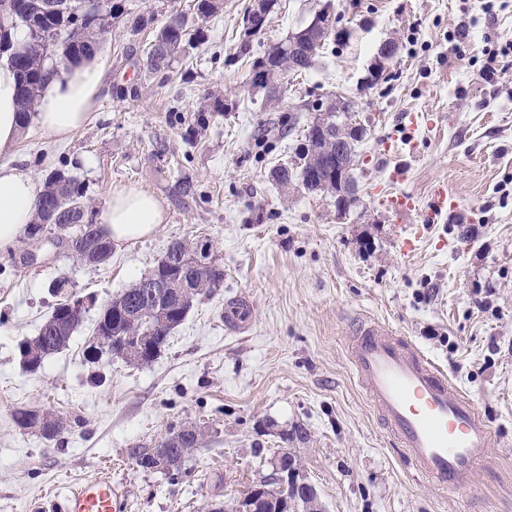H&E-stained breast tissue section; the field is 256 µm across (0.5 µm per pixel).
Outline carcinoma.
<instances>
[{"label": "carcinoma", "instance_id": "carcinoma-1", "mask_svg": "<svg viewBox=\"0 0 512 512\" xmlns=\"http://www.w3.org/2000/svg\"><path fill=\"white\" fill-rule=\"evenodd\" d=\"M65 9L46 12L41 9L42 0H29L28 14L20 19L15 16V0H0V63L9 64L18 74L20 93L18 113L21 127H26L36 111L40 92L53 68L76 64L93 56L101 49L106 24L102 13L113 17L124 13L121 0H63ZM196 18L205 23L218 11L216 0H196L193 7ZM36 25L48 40L47 49L35 50L29 43L30 25ZM189 35L187 20L180 16L175 23L164 24L155 34L154 41L142 59L143 69L159 74L169 67L172 56L185 49ZM295 40V49L288 51V41ZM324 45L316 47L297 31L287 39L267 49L252 63L250 74L260 80L259 87L272 101L278 93V85L288 73L302 72L310 68L319 57ZM330 132L323 126L312 124L306 129L303 158L307 163L289 168L281 167L274 172L280 184L298 180L310 193H331L336 205L349 209L357 202L353 171L360 138L338 146L329 140ZM34 222L27 226V235L33 241L43 237L45 224H54L65 236L70 254L81 262L93 265L106 261L112 254V241L108 240L100 225L89 218L93 213L80 184L67 173L55 169L45 175L38 192ZM154 280L169 282L167 288L153 287V280L140 278L132 287L112 300L110 309L101 311L96 326L105 327L113 336H147L148 343L160 351L170 332L185 319L197 297L209 294L214 286L224 280V270L215 260L204 269L192 266L157 265L153 269ZM191 292L183 293V285ZM81 321L68 316L57 318L55 325L41 332L22 346L36 359H46L68 346ZM47 422L42 435L52 439L60 434L67 423L63 417L44 411ZM203 434L180 433L167 437L151 448H132L129 455L142 470L159 462L167 464L164 475L171 480L183 474L185 459L200 447Z\"/></svg>", "mask_w": 512, "mask_h": 512}]
</instances>
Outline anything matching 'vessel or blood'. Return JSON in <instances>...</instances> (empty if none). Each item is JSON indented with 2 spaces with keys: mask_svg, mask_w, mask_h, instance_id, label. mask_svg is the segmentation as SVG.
Segmentation results:
<instances>
[{
  "mask_svg": "<svg viewBox=\"0 0 512 512\" xmlns=\"http://www.w3.org/2000/svg\"><path fill=\"white\" fill-rule=\"evenodd\" d=\"M381 203L396 216L416 208L408 192L376 187ZM443 186H434L422 223L398 227L403 253L415 252L426 224L456 208ZM248 306L230 301L224 306L227 328L244 330ZM353 371L384 421L396 447L402 448L414 470L437 486L457 491L468 486L490 449L501 442L471 399L452 384L441 367L417 351L385 323L366 319L355 327L349 342ZM62 512H127L122 484L103 474L73 484Z\"/></svg>",
  "mask_w": 512,
  "mask_h": 512,
  "instance_id": "b4317fda",
  "label": "vessel or blood"
}]
</instances>
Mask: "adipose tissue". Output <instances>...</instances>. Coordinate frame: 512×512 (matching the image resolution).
<instances>
[{"mask_svg":"<svg viewBox=\"0 0 512 512\" xmlns=\"http://www.w3.org/2000/svg\"><path fill=\"white\" fill-rule=\"evenodd\" d=\"M105 62L92 56L80 65L57 67L44 87L33 121L57 140H65L83 125L101 89ZM17 83L13 71L0 67V155L10 153L18 141ZM37 188L27 170L0 165V248L13 245L30 223ZM165 222L161 203L133 188L113 190L101 216V228L115 243L155 234Z\"/></svg>","mask_w":512,"mask_h":512,"instance_id":"ef3b65f1","label":"adipose tissue"}]
</instances>
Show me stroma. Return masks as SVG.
I'll return each mask as SVG.
<instances>
[{"label":"stroma","instance_id":"1","mask_svg":"<svg viewBox=\"0 0 512 512\" xmlns=\"http://www.w3.org/2000/svg\"><path fill=\"white\" fill-rule=\"evenodd\" d=\"M123 2L102 47L107 70L89 122L63 142L27 125L5 161L37 181L65 170L98 213L113 189L147 192L166 222L152 237L114 245L97 266L24 234L0 251V512H54L63 483L104 471L123 483L128 512H211L267 477L284 448L314 485L320 512H512V456L499 449L467 490L442 492L416 477L368 403L348 349L356 321H385L437 361L512 444V62L496 81L479 76L485 50L512 40V0L491 18L480 0H280L252 40L242 24L251 0H219L205 39L158 75L139 61L156 30L192 0ZM327 5L338 38L284 83L279 100L252 91L254 57ZM138 14L154 21L136 32ZM387 40L398 53L375 81ZM339 94L354 101L363 127L358 202L342 220L335 198L273 177L294 161L300 131L315 119L303 103ZM215 95L225 111H212ZM394 134L403 145L384 152ZM402 164L401 189L417 201L405 223H419L433 184L460 204L429 225L410 255L394 237L395 216L372 194ZM186 179L193 194L182 189ZM176 240L211 244L222 288L195 301L153 363L89 360L97 307L151 271ZM58 277L96 309L33 373L19 346L59 303L49 288ZM232 299L252 311L241 332L224 326ZM20 407L52 411L67 427L52 439L20 430L12 419ZM190 425L203 430L204 444L178 480L129 457Z\"/></svg>","mask_w":512,"mask_h":512}]
</instances>
